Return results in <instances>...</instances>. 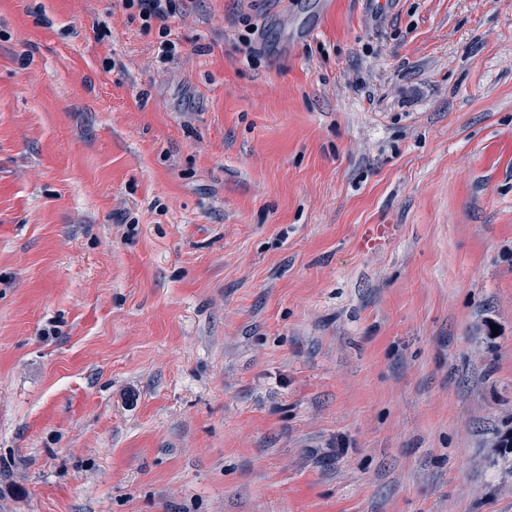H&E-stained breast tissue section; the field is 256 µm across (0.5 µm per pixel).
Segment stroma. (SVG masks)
Here are the masks:
<instances>
[{
    "label": "stroma",
    "instance_id": "35a3bbf8",
    "mask_svg": "<svg viewBox=\"0 0 512 512\" xmlns=\"http://www.w3.org/2000/svg\"><path fill=\"white\" fill-rule=\"evenodd\" d=\"M168 24L0 0V512H512V0Z\"/></svg>",
    "mask_w": 512,
    "mask_h": 512
}]
</instances>
